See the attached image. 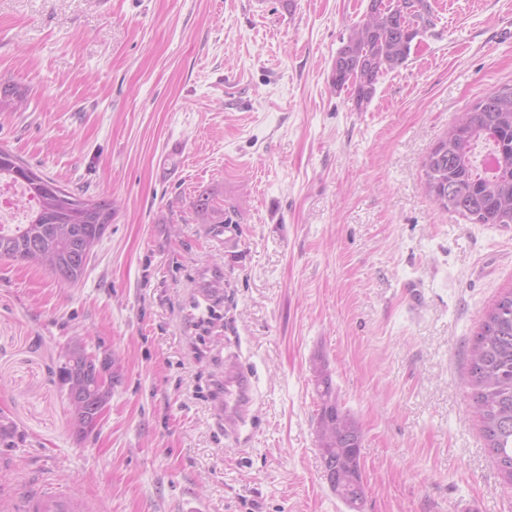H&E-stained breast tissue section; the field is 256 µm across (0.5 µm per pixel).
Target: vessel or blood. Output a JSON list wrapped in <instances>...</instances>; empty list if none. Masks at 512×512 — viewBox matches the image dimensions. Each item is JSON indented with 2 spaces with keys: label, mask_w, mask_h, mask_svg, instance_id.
Instances as JSON below:
<instances>
[{
  "label": "vessel or blood",
  "mask_w": 512,
  "mask_h": 512,
  "mask_svg": "<svg viewBox=\"0 0 512 512\" xmlns=\"http://www.w3.org/2000/svg\"><path fill=\"white\" fill-rule=\"evenodd\" d=\"M253 384L236 364H229L221 396L227 434H235L252 404ZM12 512H97V505L78 485L47 479L37 487L18 493L11 501Z\"/></svg>",
  "instance_id": "vessel-or-blood-1"
}]
</instances>
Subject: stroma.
<instances>
[{
  "label": "stroma",
  "instance_id": "1",
  "mask_svg": "<svg viewBox=\"0 0 512 512\" xmlns=\"http://www.w3.org/2000/svg\"><path fill=\"white\" fill-rule=\"evenodd\" d=\"M430 2L436 28L360 109L330 70L368 0H0V83L29 102L0 148L117 202L77 283L0 259V512L49 476L99 512H349L321 359L362 429L364 512H512L466 384L512 226L438 209L421 171L512 83V0ZM74 336L118 378L84 435L58 375ZM232 354L256 386L235 440L214 391Z\"/></svg>",
  "mask_w": 512,
  "mask_h": 512
}]
</instances>
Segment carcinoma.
I'll return each mask as SVG.
<instances>
[{
  "mask_svg": "<svg viewBox=\"0 0 512 512\" xmlns=\"http://www.w3.org/2000/svg\"><path fill=\"white\" fill-rule=\"evenodd\" d=\"M435 25L429 0H370L332 63V85L352 92L359 108L369 103L379 78L403 66L414 41ZM26 109L18 85L0 86V111ZM481 148L492 154L487 168L478 163ZM422 170L440 208L472 224L512 225V85L461 113L423 158ZM0 178L21 184L36 202L25 223L0 224V258L25 261L62 281L78 282L112 224L115 201L62 186L5 149H0ZM59 378L67 386V398L85 402L82 415L70 406L76 432L92 430L100 398L92 387L91 369L70 348L63 354ZM468 385L487 448L503 479L512 484V289L498 297L480 324L468 355ZM315 390L318 425H326L318 431L323 467L336 497L351 505L362 497L359 423L339 402L324 362L315 368Z\"/></svg>",
  "mask_w": 512,
  "mask_h": 512,
  "instance_id": "cac0c4a2",
  "label": "carcinoma"
}]
</instances>
